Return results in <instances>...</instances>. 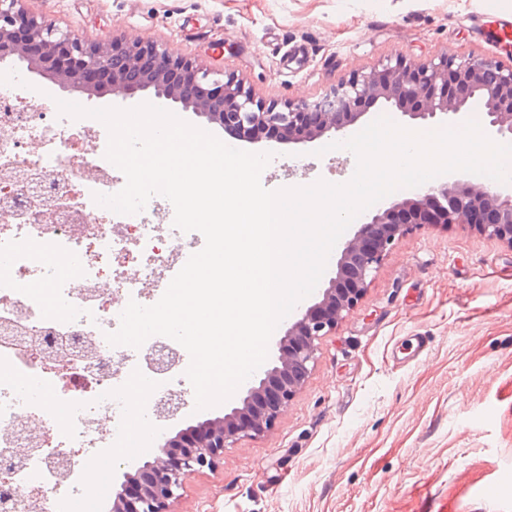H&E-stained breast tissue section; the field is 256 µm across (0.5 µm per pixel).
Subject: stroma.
I'll list each match as a JSON object with an SVG mask.
<instances>
[{
    "mask_svg": "<svg viewBox=\"0 0 512 512\" xmlns=\"http://www.w3.org/2000/svg\"><path fill=\"white\" fill-rule=\"evenodd\" d=\"M28 13L91 43L142 39L259 98L312 102L396 55L512 61L487 34L512 0H23ZM5 84L36 103L57 86L20 63ZM260 141L269 190L341 184L347 150ZM147 438L202 411L194 392ZM170 512H512V245L468 224L397 237L354 309L320 337L313 362L271 430L237 440L188 477Z\"/></svg>",
    "mask_w": 512,
    "mask_h": 512,
    "instance_id": "stroma-1",
    "label": "stroma"
}]
</instances>
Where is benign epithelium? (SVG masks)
<instances>
[{
	"instance_id": "1",
	"label": "benign epithelium",
	"mask_w": 512,
	"mask_h": 512,
	"mask_svg": "<svg viewBox=\"0 0 512 512\" xmlns=\"http://www.w3.org/2000/svg\"><path fill=\"white\" fill-rule=\"evenodd\" d=\"M21 3L0 0V64L22 62L29 72L90 99L107 94L127 99L151 91L249 142L343 138L379 103L421 121L444 116L460 123L479 110L493 134L512 139V64L493 57L444 54L418 64L398 55L378 69L339 82L317 101L279 109L254 97L234 76L214 79L162 45L122 40L92 45L28 14ZM451 224H471L481 235L512 245V181L448 177L418 188L412 197L388 199L366 215L343 245L336 275L321 299L299 309L276 342V365L244 387L239 405L230 412L163 436L154 455L124 473L112 490L111 512H169L189 476L213 468L238 439L270 430L304 381L316 341L356 305L395 238L413 228Z\"/></svg>"
}]
</instances>
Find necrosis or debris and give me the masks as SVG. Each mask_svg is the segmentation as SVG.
Segmentation results:
<instances>
[{
  "mask_svg": "<svg viewBox=\"0 0 512 512\" xmlns=\"http://www.w3.org/2000/svg\"><path fill=\"white\" fill-rule=\"evenodd\" d=\"M107 142L95 127L0 94V457L26 449L8 491L29 512L50 501L63 512L85 496L88 466L111 463L131 413L128 384L146 385L142 410L158 413L182 391L176 372L190 360L161 335L136 350L105 339L128 300L156 303L169 272L205 245L200 232L169 223L164 197L137 214L94 202L126 182L105 157ZM90 212L99 218L91 226ZM34 275L42 287L22 290Z\"/></svg>",
  "mask_w": 512,
  "mask_h": 512,
  "instance_id": "necrosis-or-debris-1",
  "label": "necrosis or debris"
}]
</instances>
